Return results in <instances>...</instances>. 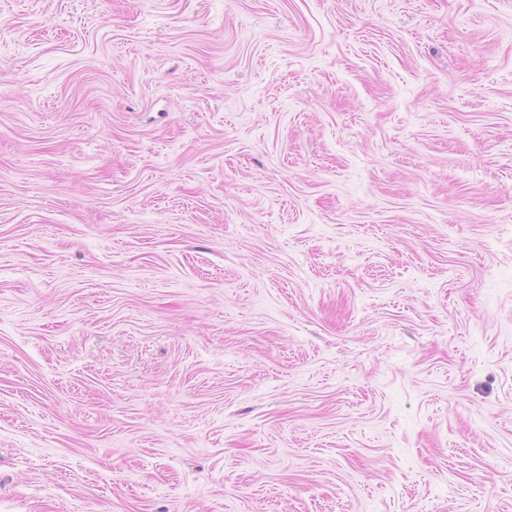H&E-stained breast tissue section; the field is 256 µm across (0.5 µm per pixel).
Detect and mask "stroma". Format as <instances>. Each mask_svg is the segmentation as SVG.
<instances>
[{
	"mask_svg": "<svg viewBox=\"0 0 512 512\" xmlns=\"http://www.w3.org/2000/svg\"><path fill=\"white\" fill-rule=\"evenodd\" d=\"M0 512H512V0H0Z\"/></svg>",
	"mask_w": 512,
	"mask_h": 512,
	"instance_id": "obj_1",
	"label": "stroma"
}]
</instances>
